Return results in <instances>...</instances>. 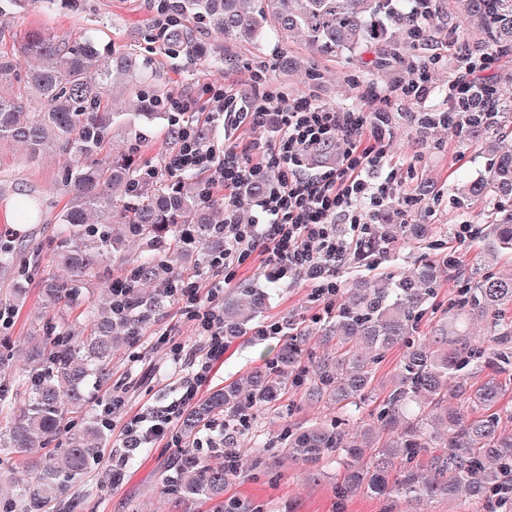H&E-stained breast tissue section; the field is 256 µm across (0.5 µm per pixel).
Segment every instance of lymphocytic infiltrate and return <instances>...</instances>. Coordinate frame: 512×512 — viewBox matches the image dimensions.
I'll return each instance as SVG.
<instances>
[{"mask_svg":"<svg viewBox=\"0 0 512 512\" xmlns=\"http://www.w3.org/2000/svg\"><path fill=\"white\" fill-rule=\"evenodd\" d=\"M212 99L215 111L224 113L228 121L254 129L264 127L269 114H276L279 135L270 143L254 140L225 147L220 155L183 135L166 164L172 172H207L208 188L223 187L224 278L212 283L207 298H200L193 282L180 295L186 320L206 337L208 350L178 398L126 423V438L143 445L174 444L176 419L195 401L210 379L213 362L224 354V285L253 254L262 255L270 280L305 282L311 301L331 302L339 268L372 246L381 213L398 204L405 224L413 205L412 199H398L399 172L387 154L392 129L386 108L391 93L372 90L362 108H338L306 95L288 99L260 89L246 105L220 90ZM339 141L345 149L333 166L307 172L312 155ZM254 152L261 155V162H252ZM268 168L278 171L272 193L261 204L268 222L236 221L233 214L242 206L239 189Z\"/></svg>","mask_w":512,"mask_h":512,"instance_id":"f902f5d3","label":"lymphocytic infiltrate"}]
</instances>
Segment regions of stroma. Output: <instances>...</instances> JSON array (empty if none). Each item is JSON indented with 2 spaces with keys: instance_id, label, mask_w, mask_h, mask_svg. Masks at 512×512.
I'll use <instances>...</instances> for the list:
<instances>
[{
  "instance_id": "stroma-1",
  "label": "stroma",
  "mask_w": 512,
  "mask_h": 512,
  "mask_svg": "<svg viewBox=\"0 0 512 512\" xmlns=\"http://www.w3.org/2000/svg\"><path fill=\"white\" fill-rule=\"evenodd\" d=\"M91 3V12L81 15L65 6L52 12L29 7L0 19V24L9 33L32 28L54 32L90 30L114 45L127 48L135 47L138 30L154 25L148 0H91ZM452 29L463 34L467 49L485 54V47L478 45L452 0H445L429 27L433 42L411 51L418 66L430 68L431 78L425 91L416 100L394 98L389 108L393 130L390 158L401 173L398 193L417 199L427 210L425 216H412V223L425 222L445 229L462 222L475 223L483 214V206L458 205L454 185L459 179L483 174L491 160L481 146L466 145L447 130L425 131L414 120L418 113L442 112L448 108L446 94L455 74V63L446 34ZM224 54L227 62L224 68L217 69L159 50L155 53L156 67L172 95L195 99L200 105L207 100L205 88H221L226 94L237 95L249 90L258 72L263 74L267 89L290 97L306 93L339 107L359 105L369 88L388 90L410 75L405 67L378 70L374 65L377 50L373 47L349 61L312 60L305 44L296 38L284 42L273 37L261 46L228 39L224 42ZM433 55L439 58L434 65L429 62ZM55 173L53 162L36 166L26 163L22 150L7 149L0 153V184L36 187L46 202L41 223L20 227L16 236L19 250H28L33 242L51 236L56 228V215L67 195L56 185ZM429 181L436 190L432 196L422 193ZM425 252L424 244L399 241L389 245L379 260L350 259L339 269L338 281L341 287L348 288L355 282L371 281L383 274L399 275L411 269ZM40 281V276H33L25 305L0 319L14 342V357L0 366V377L16 378L28 369V335L35 314L44 312L60 322L74 319L68 308L41 292ZM232 285L272 287L270 302L259 316V323L304 324L317 332L323 327V304L309 301L310 290L302 283H269L261 256H252L239 269ZM166 330L171 333V342L163 345L158 336ZM283 341L280 335L260 340L252 332H244L226 350L223 362L215 366L208 389L223 387L246 376L275 357ZM174 342L183 345L186 353L185 359L178 362L173 361L170 351ZM205 347V337L197 335L185 321L179 302L174 300L166 302L162 311L145 325L136 346L114 352L112 384L100 391L99 400L109 402L117 393L125 403L112 415L110 439L101 458L92 464L85 482L74 489L76 512H176L161 495L159 478L172 468L180 454L178 447L162 443L142 449L133 463L122 469L118 468L114 454L126 444L123 429L131 417L176 399L182 381L192 374V355H203ZM335 411V404L309 398L302 392L259 409L251 435L240 442L242 469L239 477L225 486V501L258 505L263 512H415L414 504L400 500L391 507L386 500L362 493L337 499V466L332 462L320 464L309 472L288 457L271 453L262 468H254L251 447L255 438L271 439L284 425H303Z\"/></svg>"
}]
</instances>
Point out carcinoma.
I'll return each mask as SVG.
<instances>
[{
  "label": "carcinoma",
  "mask_w": 512,
  "mask_h": 512,
  "mask_svg": "<svg viewBox=\"0 0 512 512\" xmlns=\"http://www.w3.org/2000/svg\"><path fill=\"white\" fill-rule=\"evenodd\" d=\"M58 0H0V17L17 8L50 11ZM464 19L481 41L501 55H512V0H461ZM167 19L159 37L174 56H193L224 65V43L201 50L199 28L223 38L262 45L273 32L298 33L327 58L355 57L380 45L381 70L402 59L407 41L424 39L417 28L426 0H154ZM12 50L0 51V146L18 144L27 162L58 160V182L69 198L57 215L48 247L36 244L21 256L0 245V273L14 288L10 299L26 294L33 270L44 268V291L66 307L79 304L77 282L115 265L127 278V292L112 294V278L98 303L81 312L86 328L77 330L39 315L31 322V367L18 384L0 381V462H19L27 479L16 493L0 498V512H50L88 475L108 442L111 424L92 415L96 392L112 380V351L119 342L136 343L141 326L176 297L168 287L180 273L168 257L194 258L202 271L224 255V208L202 197L200 175H162L142 158L137 143L166 121L173 138L180 127L207 145L212 130L194 113L172 111V95L160 82L155 58L145 51H120L82 32L30 29L12 35ZM120 81L134 102L128 112L112 108L111 84ZM487 104L472 106L462 121L465 140L488 142L507 135L500 114L512 112V86L485 78ZM124 132V147L112 148V131ZM274 184L267 174L242 188L250 201L262 199ZM458 203L481 201L487 213L476 223L482 250L471 272L459 271L445 252L425 256L398 277L347 288L336 299L320 339L336 341L321 356L306 349L310 337L290 335L281 351L245 382L232 381L198 400L181 417L178 437L219 424L224 465L185 454L171 474L161 476V493L183 512H238L224 503V485L238 474V438L252 426L253 408L290 389L307 386L308 395L336 403L343 413L372 397L373 378L390 349L405 348L390 390L367 422L351 431L335 419L290 426L270 441L257 442L256 458L277 448L304 464L335 461L343 471L336 492H363L390 501H433L464 495L483 512H512V406L503 402L512 378V275L492 272L498 257L512 253V152L496 154L486 173L458 189ZM10 206L20 223L38 224L43 197L29 190L16 198L0 186V208ZM379 242L426 238L430 224L377 228ZM141 245L125 254L126 242ZM459 280L456 296L437 321L433 336L418 335L434 307L442 274ZM267 292L236 288L224 298V341L241 336L245 323L260 314ZM485 373L481 384L472 375ZM467 410L448 409V397Z\"/></svg>",
  "instance_id": "carcinoma-1"
}]
</instances>
